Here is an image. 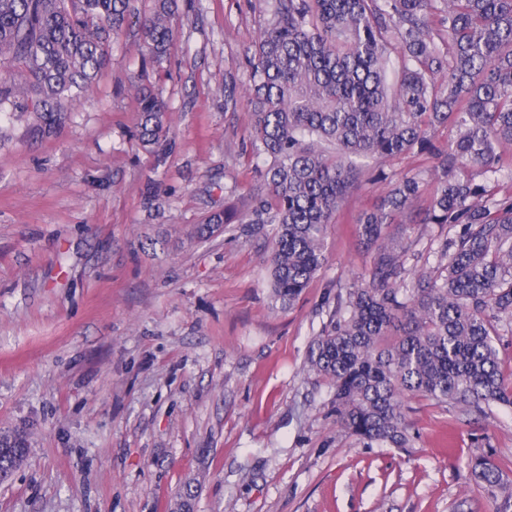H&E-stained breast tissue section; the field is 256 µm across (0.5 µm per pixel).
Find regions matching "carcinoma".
Segmentation results:
<instances>
[{"label": "carcinoma", "instance_id": "obj_1", "mask_svg": "<svg viewBox=\"0 0 512 512\" xmlns=\"http://www.w3.org/2000/svg\"><path fill=\"white\" fill-rule=\"evenodd\" d=\"M177 11V0H152L140 20L141 48L157 61L171 53ZM132 13L131 0H0V112H31L40 133H54ZM267 14L245 52L247 84L224 81L233 111L247 87L260 183L245 211L208 223L274 226L272 297L287 306L326 261L329 224L360 176L355 159L433 154L422 223L460 224L459 235L437 251L436 271L404 286L405 242L390 227L421 181L393 183L357 220L374 247L371 276L337 300L310 366L332 384L336 424L368 445H408L407 395L481 414L512 406V369L495 346L512 326V197L448 174L456 163L496 173L499 148L512 146V0H272ZM135 97L138 137L157 145L166 103L144 83ZM449 123L458 134L443 152L434 133ZM500 474L489 456L472 467L485 487H500Z\"/></svg>", "mask_w": 512, "mask_h": 512}]
</instances>
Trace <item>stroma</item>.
Listing matches in <instances>:
<instances>
[{"instance_id":"stroma-1","label":"stroma","mask_w":512,"mask_h":512,"mask_svg":"<svg viewBox=\"0 0 512 512\" xmlns=\"http://www.w3.org/2000/svg\"><path fill=\"white\" fill-rule=\"evenodd\" d=\"M178 6L162 68L133 25L55 133L0 118V436L28 445L0 481V512H175L186 489L193 512H512L469 467L494 454L512 487V407L478 418L410 397L408 447L369 446L336 425L309 367L338 297L370 267L356 220L388 189L378 172L422 182L391 227L412 240L408 276L459 234L422 221L434 158L360 159L324 266L275 304L271 232L205 223L243 211L258 183L249 111L225 109L224 75L243 72L265 0ZM145 72L168 106L166 140L146 148L132 91Z\"/></svg>"}]
</instances>
